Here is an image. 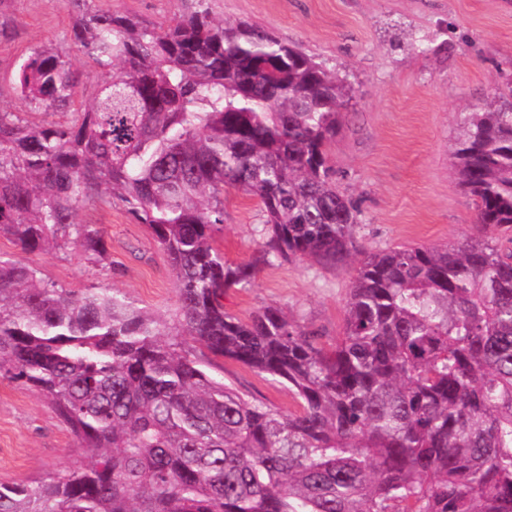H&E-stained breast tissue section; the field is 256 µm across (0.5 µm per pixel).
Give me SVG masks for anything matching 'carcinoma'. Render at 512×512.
Returning <instances> with one entry per match:
<instances>
[{
	"mask_svg": "<svg viewBox=\"0 0 512 512\" xmlns=\"http://www.w3.org/2000/svg\"><path fill=\"white\" fill-rule=\"evenodd\" d=\"M66 0L70 40L99 68L90 101L69 58L35 48L0 111V235L26 253L101 262L85 205L120 201L176 282L169 317L112 288H60L0 256V378L36 392L80 457L0 481V512H512V110L462 122L450 155L480 232L375 251L329 157L345 78L208 0L167 24ZM257 200V255L215 246L224 193ZM357 261L343 332L326 346L267 305L242 320L224 291L262 265ZM244 365L297 409L211 373Z\"/></svg>",
	"mask_w": 512,
	"mask_h": 512,
	"instance_id": "1",
	"label": "carcinoma"
}]
</instances>
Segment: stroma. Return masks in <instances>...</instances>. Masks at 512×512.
<instances>
[{
  "instance_id": "1",
  "label": "stroma",
  "mask_w": 512,
  "mask_h": 512,
  "mask_svg": "<svg viewBox=\"0 0 512 512\" xmlns=\"http://www.w3.org/2000/svg\"><path fill=\"white\" fill-rule=\"evenodd\" d=\"M155 24L190 13L196 0H95ZM213 17L246 21L346 71L353 87L331 146L336 184L361 212L356 236L366 247L435 244L476 233L475 209L460 186L449 149L466 112L494 102L512 109V0H209ZM64 0H6L0 6V109L31 122H66L62 112L26 111L13 91L16 71L32 48L50 46L83 75V100L100 80L95 65L68 37ZM447 30L445 44L423 52L416 41ZM78 219L103 232L108 257L87 260L70 249L23 255L42 277L80 290L117 288L139 306L173 311L176 285L149 229L121 202L87 206ZM261 216L255 200L230 194L217 246L228 262H250ZM353 264L277 263L252 286L224 294L242 319L277 305L322 343L341 334ZM224 380L245 397L288 411L287 390L253 370L224 364ZM72 435L33 391L0 379V480H27L77 460Z\"/></svg>"
}]
</instances>
